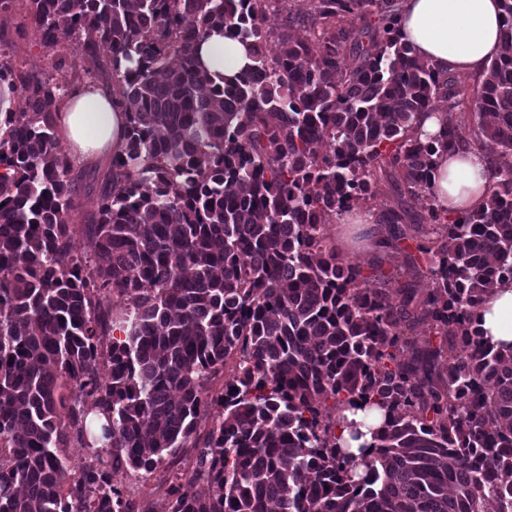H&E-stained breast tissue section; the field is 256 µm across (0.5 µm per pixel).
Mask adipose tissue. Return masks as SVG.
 Returning a JSON list of instances; mask_svg holds the SVG:
<instances>
[{"instance_id": "1", "label": "adipose tissue", "mask_w": 512, "mask_h": 512, "mask_svg": "<svg viewBox=\"0 0 512 512\" xmlns=\"http://www.w3.org/2000/svg\"><path fill=\"white\" fill-rule=\"evenodd\" d=\"M399 32L415 55L456 75H481L500 52L502 11L499 0H402ZM199 57L214 84L234 78L250 65L248 49L220 32L201 42ZM128 115L98 86L77 89L56 116L60 137L75 162L118 154L124 144ZM492 170L484 152L474 149L443 154L435 170L439 207L458 215L485 205ZM478 328L497 348L512 346V280L487 294Z\"/></svg>"}]
</instances>
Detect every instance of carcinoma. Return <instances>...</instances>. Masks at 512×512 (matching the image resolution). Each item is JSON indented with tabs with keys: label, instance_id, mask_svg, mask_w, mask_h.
<instances>
[{
	"label": "carcinoma",
	"instance_id": "cac0c4a2",
	"mask_svg": "<svg viewBox=\"0 0 512 512\" xmlns=\"http://www.w3.org/2000/svg\"><path fill=\"white\" fill-rule=\"evenodd\" d=\"M26 2L41 46L73 43L129 126L79 255L78 175L56 151L71 85L17 69L0 40V512H145L113 477L186 448L195 465L162 512H512V347L472 322L512 279V168L493 167L469 213H384L387 245L425 263L422 294L367 286L326 233L385 175L433 193L437 157L471 136L512 152V0L470 96L402 40L399 0H311L277 33L269 0ZM303 22L313 35L292 37ZM224 30L254 64L216 86L197 46ZM415 323L426 336L408 341ZM358 400L385 410L359 457L336 445L338 428L361 436L344 414ZM92 411L106 424L90 437ZM73 440L93 450L76 469Z\"/></svg>",
	"mask_w": 512,
	"mask_h": 512
}]
</instances>
